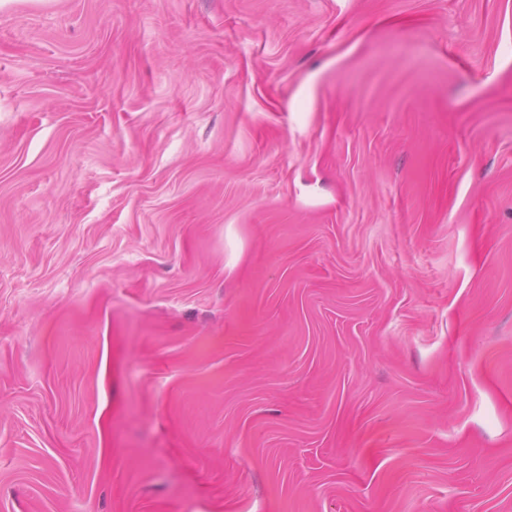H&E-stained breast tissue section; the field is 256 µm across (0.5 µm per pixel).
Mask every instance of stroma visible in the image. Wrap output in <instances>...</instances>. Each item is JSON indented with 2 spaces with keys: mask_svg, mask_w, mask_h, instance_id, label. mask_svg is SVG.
I'll use <instances>...</instances> for the list:
<instances>
[{
  "mask_svg": "<svg viewBox=\"0 0 512 512\" xmlns=\"http://www.w3.org/2000/svg\"><path fill=\"white\" fill-rule=\"evenodd\" d=\"M0 512H512V0L0 6Z\"/></svg>",
  "mask_w": 512,
  "mask_h": 512,
  "instance_id": "1",
  "label": "stroma"
}]
</instances>
